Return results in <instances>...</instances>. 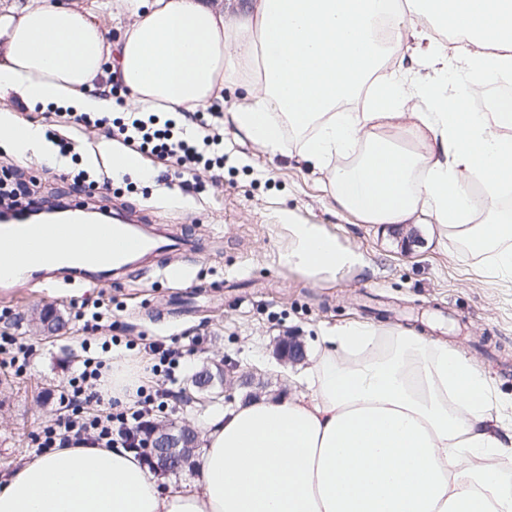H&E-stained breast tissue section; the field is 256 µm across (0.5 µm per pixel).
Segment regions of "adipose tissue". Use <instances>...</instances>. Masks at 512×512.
I'll return each instance as SVG.
<instances>
[{"label":"adipose tissue","mask_w":512,"mask_h":512,"mask_svg":"<svg viewBox=\"0 0 512 512\" xmlns=\"http://www.w3.org/2000/svg\"><path fill=\"white\" fill-rule=\"evenodd\" d=\"M394 0H0V92L26 105L111 115L120 81L141 112L206 110L225 84L245 90L229 120L270 156L297 142L336 206L366 224L426 215L440 235L512 280V98L474 112L492 69L512 72V0H410L393 47L410 41L432 81L400 69L370 85L384 47L373 36ZM124 26L112 43L104 20ZM460 31L454 46L437 32ZM464 76L449 81L448 71ZM370 91L361 112L339 102ZM426 111L412 112L410 99ZM0 148L54 169L67 160L41 126L0 109ZM86 164L150 178L141 157L102 142ZM484 186L473 200L475 186ZM482 223H475L476 213ZM289 266L318 280L362 265L322 225L276 210ZM302 390L217 410L204 421L200 477L161 490L134 455L78 444L0 476V512H512V421L477 364L398 327L328 332Z\"/></svg>","instance_id":"ef3b65f1"}]
</instances>
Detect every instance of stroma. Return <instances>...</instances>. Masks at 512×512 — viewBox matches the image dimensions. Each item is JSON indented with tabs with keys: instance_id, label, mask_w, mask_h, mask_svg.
<instances>
[{
	"instance_id": "1",
	"label": "stroma",
	"mask_w": 512,
	"mask_h": 512,
	"mask_svg": "<svg viewBox=\"0 0 512 512\" xmlns=\"http://www.w3.org/2000/svg\"><path fill=\"white\" fill-rule=\"evenodd\" d=\"M243 94L239 86H225L223 100L211 106L224 138L223 180L197 169L192 188L162 205L157 197L174 171L151 156L150 179H114L110 198L92 202L108 214L130 207L144 212L159 237L196 233L201 248L188 257L189 279L166 280L134 266L116 280L63 293L35 283L0 300V336L15 338L27 354L22 364L0 367V474L34 453V434L63 415L59 396L84 359L122 363L145 391L154 392L165 377L152 373L157 359L147 348L151 341L187 350L168 408L157 415L158 423L170 426H196L220 407L299 392L302 366L278 359V339L298 337L311 356L322 335L350 323L408 327L448 341L480 366L504 415L512 414V282L480 276L477 260L439 238L434 225L365 224L335 210L326 182L297 157L269 158L223 121ZM0 108L16 110L54 141L68 143L76 169L85 166L84 150L106 138L104 130L45 116L43 107H28L9 94L0 93ZM283 207L361 253L363 266L329 281L289 268L288 237L273 218ZM98 297L111 301L112 309L88 336L75 305ZM47 307L62 313L66 333L47 335L37 327L35 313ZM221 360L235 380L226 387L227 400L211 402L191 378L207 362ZM242 374L251 375V385H239Z\"/></svg>"
}]
</instances>
